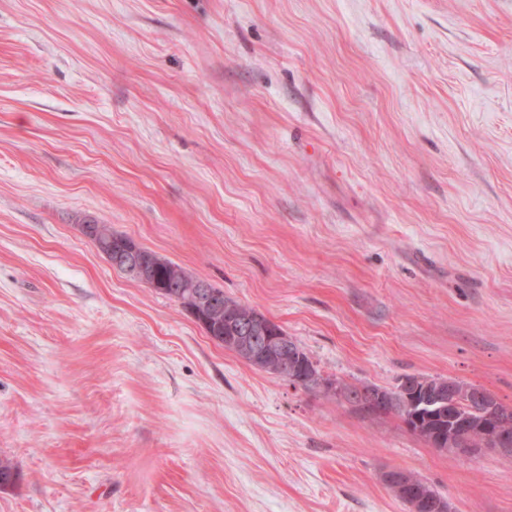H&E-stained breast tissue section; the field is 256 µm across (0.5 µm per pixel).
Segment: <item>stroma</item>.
I'll list each match as a JSON object with an SVG mask.
<instances>
[{"instance_id":"1","label":"stroma","mask_w":512,"mask_h":512,"mask_svg":"<svg viewBox=\"0 0 512 512\" xmlns=\"http://www.w3.org/2000/svg\"><path fill=\"white\" fill-rule=\"evenodd\" d=\"M88 217L325 377L512 407V0H0V512H512V455L251 367ZM102 254L113 268L125 270L148 288L152 287V279L150 278L152 266L149 263V257L141 254L135 241L128 240L113 251L103 247ZM410 478L424 480L418 475L399 468H389L382 472L384 485L407 506L409 512H453L450 499L438 494L425 482H415Z\"/></svg>"}]
</instances>
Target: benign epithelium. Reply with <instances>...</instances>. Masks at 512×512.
Masks as SVG:
<instances>
[{
    "label": "benign epithelium",
    "mask_w": 512,
    "mask_h": 512,
    "mask_svg": "<svg viewBox=\"0 0 512 512\" xmlns=\"http://www.w3.org/2000/svg\"><path fill=\"white\" fill-rule=\"evenodd\" d=\"M102 254L113 268L124 270L152 287L149 257L141 254L136 242L128 240L113 251L105 248ZM189 288L193 305L188 314L208 332L207 313L218 308V295L204 280L189 284ZM229 331L228 343L246 350L255 359L276 360L274 369L283 380L297 382L310 391H331L365 414L392 413L396 404H401L405 427L424 433L427 444L439 452L478 455L512 449V430L503 428L500 402L479 385L463 388L456 379L435 384L417 379L404 382L399 400L389 390L372 386L361 385L355 393L344 394L313 367L296 359L291 338L278 333L268 317L255 315L231 321ZM381 480L407 506L408 512H453L449 499L429 484L409 479L405 470L389 468L382 472Z\"/></svg>",
    "instance_id": "1"
}]
</instances>
